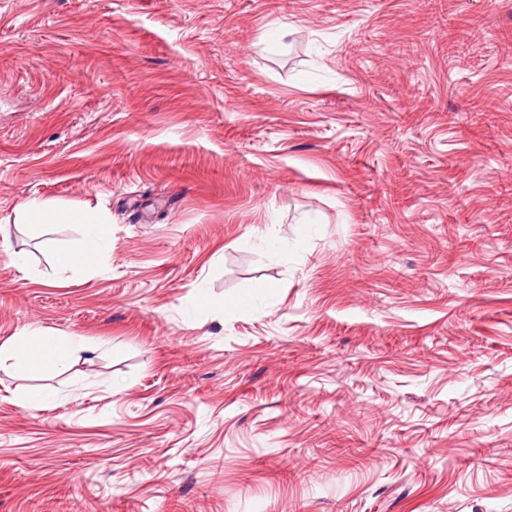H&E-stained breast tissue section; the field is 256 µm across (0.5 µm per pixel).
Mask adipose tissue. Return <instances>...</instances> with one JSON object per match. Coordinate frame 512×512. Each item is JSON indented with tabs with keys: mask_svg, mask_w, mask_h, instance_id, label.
I'll use <instances>...</instances> for the list:
<instances>
[{
	"mask_svg": "<svg viewBox=\"0 0 512 512\" xmlns=\"http://www.w3.org/2000/svg\"><path fill=\"white\" fill-rule=\"evenodd\" d=\"M20 216L26 223L41 224H75L85 229L83 243L80 247H54V257L62 269L87 268L96 264L102 243L111 239V227L103 221L94 219L82 211L60 212L46 202L34 199L26 202ZM74 343L72 337L54 336L35 332L21 339L12 348L11 354L29 369H62L69 363Z\"/></svg>",
	"mask_w": 512,
	"mask_h": 512,
	"instance_id": "obj_1",
	"label": "adipose tissue"
}]
</instances>
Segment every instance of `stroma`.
<instances>
[{
    "mask_svg": "<svg viewBox=\"0 0 512 512\" xmlns=\"http://www.w3.org/2000/svg\"><path fill=\"white\" fill-rule=\"evenodd\" d=\"M34 330L81 346L0 360V512H512V0H0ZM20 216L26 224H76L85 228L83 243L78 248L53 246L56 264L62 269L87 268L96 264L102 243L111 241V227L83 211L59 212L46 202H26ZM73 336H54L40 331L21 339L9 351L28 369H63L70 362Z\"/></svg>",
    "mask_w": 512,
    "mask_h": 512,
    "instance_id": "1",
    "label": "stroma"
}]
</instances>
